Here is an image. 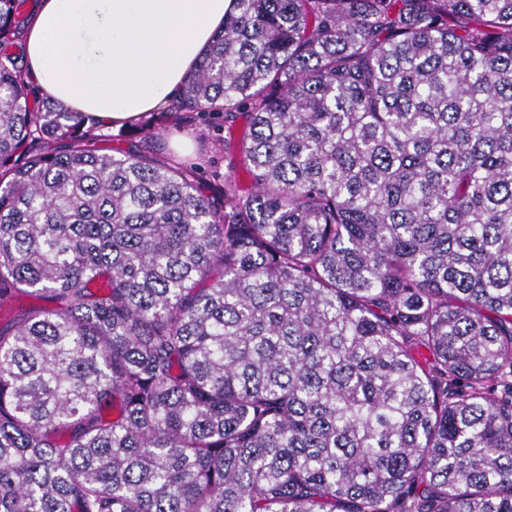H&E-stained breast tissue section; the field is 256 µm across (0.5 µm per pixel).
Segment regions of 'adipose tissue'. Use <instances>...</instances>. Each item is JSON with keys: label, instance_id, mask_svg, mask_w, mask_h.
I'll return each instance as SVG.
<instances>
[{"label": "adipose tissue", "instance_id": "adipose-tissue-1", "mask_svg": "<svg viewBox=\"0 0 512 512\" xmlns=\"http://www.w3.org/2000/svg\"><path fill=\"white\" fill-rule=\"evenodd\" d=\"M233 0H39L25 30L30 74L42 96L123 126L162 110Z\"/></svg>", "mask_w": 512, "mask_h": 512}]
</instances>
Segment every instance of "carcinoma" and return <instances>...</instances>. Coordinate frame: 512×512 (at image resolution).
<instances>
[{
    "mask_svg": "<svg viewBox=\"0 0 512 512\" xmlns=\"http://www.w3.org/2000/svg\"><path fill=\"white\" fill-rule=\"evenodd\" d=\"M98 153L0 0V512H512V0H237Z\"/></svg>",
    "mask_w": 512,
    "mask_h": 512,
    "instance_id": "cac0c4a2",
    "label": "carcinoma"
}]
</instances>
